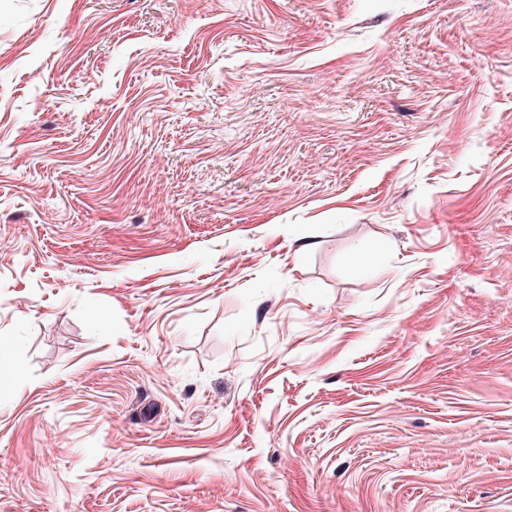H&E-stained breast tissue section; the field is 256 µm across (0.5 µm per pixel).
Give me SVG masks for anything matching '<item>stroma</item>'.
Segmentation results:
<instances>
[{
  "instance_id": "1",
  "label": "stroma",
  "mask_w": 512,
  "mask_h": 512,
  "mask_svg": "<svg viewBox=\"0 0 512 512\" xmlns=\"http://www.w3.org/2000/svg\"><path fill=\"white\" fill-rule=\"evenodd\" d=\"M0 359V512H512V0H0Z\"/></svg>"
}]
</instances>
